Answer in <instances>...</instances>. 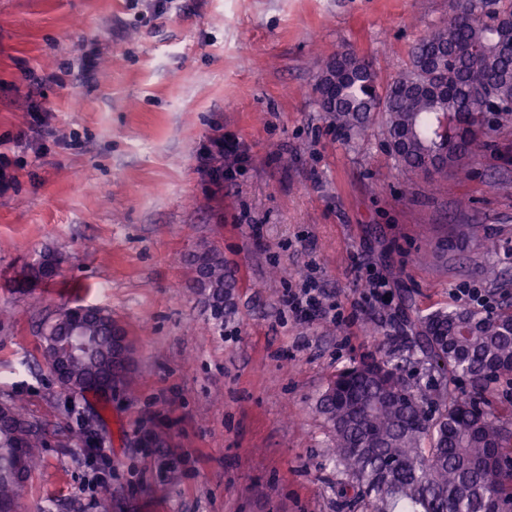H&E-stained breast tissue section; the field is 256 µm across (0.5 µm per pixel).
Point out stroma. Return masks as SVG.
Listing matches in <instances>:
<instances>
[{
    "instance_id": "35a3bbf8",
    "label": "stroma",
    "mask_w": 512,
    "mask_h": 512,
    "mask_svg": "<svg viewBox=\"0 0 512 512\" xmlns=\"http://www.w3.org/2000/svg\"><path fill=\"white\" fill-rule=\"evenodd\" d=\"M156 5L0 0V152L21 131L49 146L0 188V406L22 401L44 440L15 510L338 512L316 410L336 369L405 353L418 315L512 301V112L462 169L410 183L382 113L341 132L314 89L343 49L392 83L450 0ZM83 55L112 66L83 81ZM217 136L240 147L218 178ZM203 246L239 281L219 327L186 265ZM307 281L337 319L289 311ZM76 305L136 344L133 398L54 380L43 328Z\"/></svg>"
}]
</instances>
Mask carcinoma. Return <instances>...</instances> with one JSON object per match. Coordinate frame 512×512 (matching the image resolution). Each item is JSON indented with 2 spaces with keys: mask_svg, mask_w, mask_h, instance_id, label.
<instances>
[{
  "mask_svg": "<svg viewBox=\"0 0 512 512\" xmlns=\"http://www.w3.org/2000/svg\"><path fill=\"white\" fill-rule=\"evenodd\" d=\"M498 24L473 16L471 0H452L448 24L420 40L409 71L379 88L369 61L350 50L336 53V102L330 112L344 132L365 128L371 114L385 119L383 135L410 178H433L462 160L486 134L484 118H471L461 144L442 139L444 113L467 116L481 93L512 112V0L495 9ZM192 271L220 284L217 304L236 288L224 259L209 249L191 254ZM72 309L47 332L74 350L78 388L118 375L112 365V325L71 328ZM406 362L424 368L426 382L406 380L390 357L336 371L318 412L328 426L330 460L343 512H512V404L493 409L500 380L512 381V304L494 312L440 308L419 315ZM467 380L473 393L460 391ZM0 512H12L29 473L40 464L42 439L27 428L22 405L0 408Z\"/></svg>",
  "mask_w": 512,
  "mask_h": 512,
  "instance_id": "carcinoma-1",
  "label": "carcinoma"
}]
</instances>
